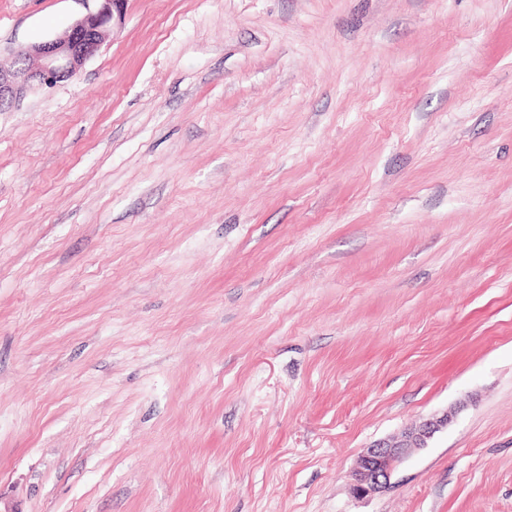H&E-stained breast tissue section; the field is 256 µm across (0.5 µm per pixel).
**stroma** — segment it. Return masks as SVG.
<instances>
[{
	"label": "stroma",
	"mask_w": 512,
	"mask_h": 512,
	"mask_svg": "<svg viewBox=\"0 0 512 512\" xmlns=\"http://www.w3.org/2000/svg\"><path fill=\"white\" fill-rule=\"evenodd\" d=\"M0 512H512V0H125L0 112ZM456 413L455 409H447L433 414L369 446L350 473L353 493L366 497L384 492L396 467L416 450L425 448L437 433L448 427Z\"/></svg>",
	"instance_id": "stroma-1"
}]
</instances>
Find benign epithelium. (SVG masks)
Wrapping results in <instances>:
<instances>
[{
    "label": "benign epithelium",
    "instance_id": "obj_1",
    "mask_svg": "<svg viewBox=\"0 0 512 512\" xmlns=\"http://www.w3.org/2000/svg\"><path fill=\"white\" fill-rule=\"evenodd\" d=\"M95 2L96 9L77 20L63 36L30 47L29 55L37 60V65L0 64V104L15 108L37 87L70 80L79 74L114 25L121 22L125 0ZM455 415L452 409L433 414L369 446L350 473L353 493L366 497L384 492L396 467L410 454L426 447Z\"/></svg>",
    "mask_w": 512,
    "mask_h": 512
}]
</instances>
